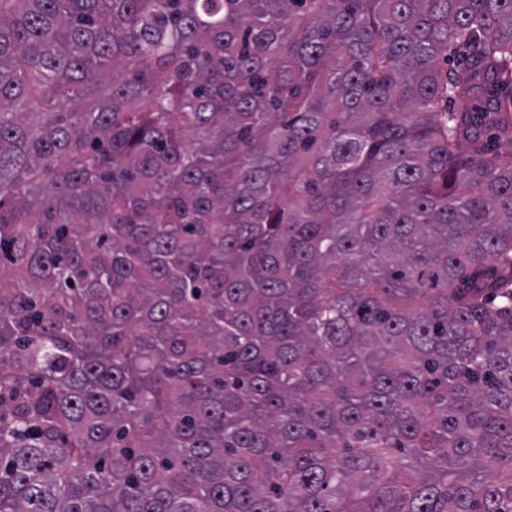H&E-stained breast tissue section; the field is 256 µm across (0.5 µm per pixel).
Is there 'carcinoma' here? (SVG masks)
<instances>
[{
	"label": "carcinoma",
	"mask_w": 512,
	"mask_h": 512,
	"mask_svg": "<svg viewBox=\"0 0 512 512\" xmlns=\"http://www.w3.org/2000/svg\"><path fill=\"white\" fill-rule=\"evenodd\" d=\"M510 88L512 0H0V512H512Z\"/></svg>",
	"instance_id": "1"
}]
</instances>
